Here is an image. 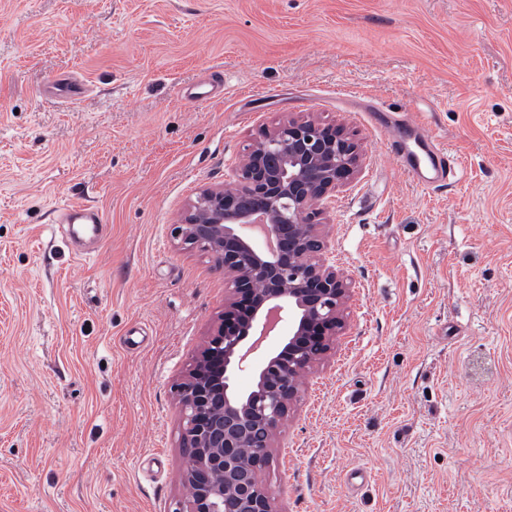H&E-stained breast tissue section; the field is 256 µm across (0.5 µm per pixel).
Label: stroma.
I'll list each match as a JSON object with an SVG mask.
<instances>
[{"mask_svg": "<svg viewBox=\"0 0 512 512\" xmlns=\"http://www.w3.org/2000/svg\"><path fill=\"white\" fill-rule=\"evenodd\" d=\"M214 70L222 98H183ZM288 115L364 155L326 228L346 328L263 474L277 512H512V0H0V512L180 508L174 384L224 276L171 227ZM396 115L455 155L447 185L388 150ZM72 198L105 219L88 259L55 231ZM46 90L56 98L69 103H77L85 94L84 86L71 76L53 78Z\"/></svg>", "mask_w": 512, "mask_h": 512, "instance_id": "1", "label": "stroma"}]
</instances>
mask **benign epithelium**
Wrapping results in <instances>:
<instances>
[{"label":"benign epithelium","mask_w":512,"mask_h":512,"mask_svg":"<svg viewBox=\"0 0 512 512\" xmlns=\"http://www.w3.org/2000/svg\"><path fill=\"white\" fill-rule=\"evenodd\" d=\"M340 126L288 116L239 157L235 188L205 187L172 236L224 272L230 293L204 348L175 385L179 442L190 464L181 512H275L262 473L298 401L301 376L342 332L351 282L328 257L327 202L361 166ZM288 335L264 343L283 318ZM252 375L251 389L234 386Z\"/></svg>","instance_id":"1"}]
</instances>
